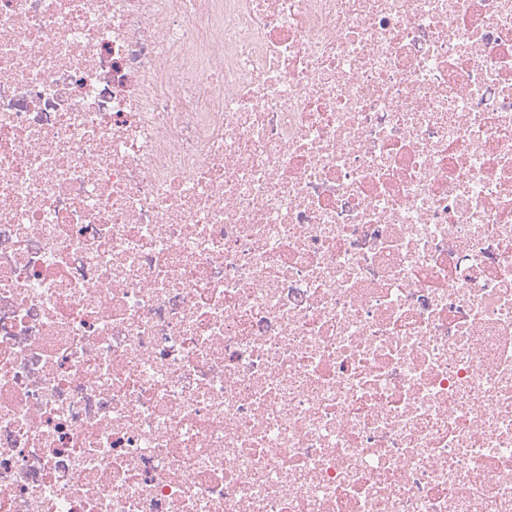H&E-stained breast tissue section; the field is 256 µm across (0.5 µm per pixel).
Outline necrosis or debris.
<instances>
[{
    "mask_svg": "<svg viewBox=\"0 0 512 512\" xmlns=\"http://www.w3.org/2000/svg\"><path fill=\"white\" fill-rule=\"evenodd\" d=\"M0 512H512V0H0Z\"/></svg>",
    "mask_w": 512,
    "mask_h": 512,
    "instance_id": "1",
    "label": "necrosis or debris"
}]
</instances>
